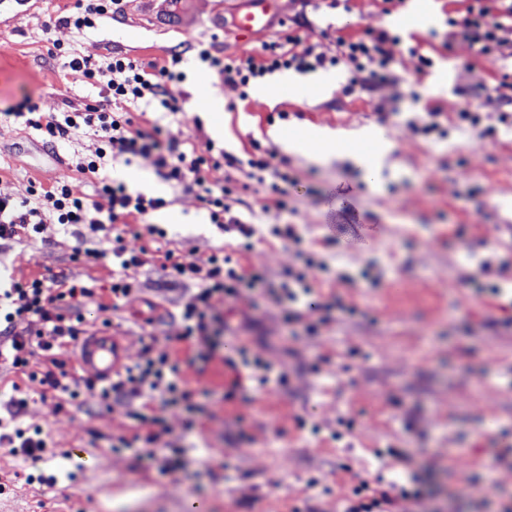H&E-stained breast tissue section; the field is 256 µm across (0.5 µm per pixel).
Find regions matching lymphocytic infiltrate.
<instances>
[{
    "mask_svg": "<svg viewBox=\"0 0 512 512\" xmlns=\"http://www.w3.org/2000/svg\"><path fill=\"white\" fill-rule=\"evenodd\" d=\"M451 2L453 7L446 20L448 33L441 42L443 49L453 52L464 46L495 63L512 61V0ZM188 51L201 65L239 88L279 71L308 72L341 65L350 73V87L369 85L383 91V104L387 107L397 101L392 90L401 82L400 66L410 64L413 71L421 75L431 64L430 58L418 48L404 45L400 35L382 25L338 36L336 53L332 56L320 51L318 43L293 33L283 40L263 44L255 54L225 53L213 38L191 44ZM51 53L66 57L70 71L89 84L101 86L105 95L83 110L59 116L43 114L36 103L25 100L21 108L26 125L41 131L50 143L66 139L80 129L90 130L98 136L100 145L93 156L77 160L73 177L48 187L32 186L29 198L21 201L0 194L1 240L21 234L28 237L42 234V213L47 209L56 213L58 223L86 224L94 232L117 223L131 226L130 236L115 233L110 247L89 249L79 255L80 260L88 263L111 257L116 270L107 297L116 307L132 294L131 270L145 263L150 243L165 235L164 230L147 223L146 218L164 208L166 201L160 197L130 194L123 184L103 177L106 162L126 154L156 152L157 165L165 178L187 184L206 208L211 223L235 239H251L255 229L231 205L238 186L212 181L213 169L222 166L236 169L250 184L265 188L277 210H287V186L291 179L288 173L271 167L267 151L260 144H253L251 150L240 157L212 149L200 153L162 141L160 127L148 131L136 121L133 112L142 104L157 112L182 111L183 102L174 89L185 79L184 53L172 51L160 66L119 53L98 65L84 57L67 55L58 43ZM87 175L97 178L96 195L92 198L80 192L76 185L77 177ZM162 269L172 280L192 281L198 286L180 311L183 348L159 351L145 348L140 360L108 385L91 380L77 383L71 379L64 363L57 360L44 371L43 379L74 400L87 391L96 393L103 401L140 399L138 408L126 412L133 422L132 434L119 438L118 445L140 448L146 460L161 461L163 469L168 470L180 466L181 461L158 458L161 421L151 415L152 405L158 402L190 407L193 392L183 376V369L203 356L224 325L215 309L216 302L243 298L246 291L263 281L264 274L255 266L243 265L220 248L200 260H187L173 251H166ZM94 293L91 286L73 283L53 288L39 278L14 282L11 288L1 291L0 340L8 345L6 357L12 367L26 369L35 351H51L52 346L43 342V335L76 340L82 323L78 311L80 300ZM424 494L421 487L411 491L398 485L388 492L362 481L351 488L341 504V512H408L409 506H421Z\"/></svg>",
    "mask_w": 512,
    "mask_h": 512,
    "instance_id": "lymphocytic-infiltrate-1",
    "label": "lymphocytic infiltrate"
}]
</instances>
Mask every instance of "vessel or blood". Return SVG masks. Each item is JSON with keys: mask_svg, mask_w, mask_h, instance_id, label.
<instances>
[{"mask_svg": "<svg viewBox=\"0 0 512 512\" xmlns=\"http://www.w3.org/2000/svg\"><path fill=\"white\" fill-rule=\"evenodd\" d=\"M180 4L177 21L182 31L196 27L202 18H209L213 25L231 21L239 39L247 41L256 34L269 30L281 17L279 0H217L208 13H200L198 6ZM77 363L86 377L97 382H108L127 364V349L121 337L103 329L95 335L84 337L78 343Z\"/></svg>", "mask_w": 512, "mask_h": 512, "instance_id": "1", "label": "vessel or blood"}]
</instances>
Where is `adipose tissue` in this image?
I'll use <instances>...</instances> for the list:
<instances>
[{"label": "adipose tissue", "instance_id": "ef3b65f1", "mask_svg": "<svg viewBox=\"0 0 512 512\" xmlns=\"http://www.w3.org/2000/svg\"><path fill=\"white\" fill-rule=\"evenodd\" d=\"M271 137L281 140L284 146L295 152L308 153L315 159L327 162L338 154L353 157L368 176H376L385 163L388 144L380 135L366 132L357 141L341 143L339 136L318 128H305L283 132L271 130Z\"/></svg>", "mask_w": 512, "mask_h": 512}]
</instances>
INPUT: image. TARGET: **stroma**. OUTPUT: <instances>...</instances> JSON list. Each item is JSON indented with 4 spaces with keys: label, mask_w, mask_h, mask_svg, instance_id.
<instances>
[{
    "label": "stroma",
    "mask_w": 512,
    "mask_h": 512,
    "mask_svg": "<svg viewBox=\"0 0 512 512\" xmlns=\"http://www.w3.org/2000/svg\"><path fill=\"white\" fill-rule=\"evenodd\" d=\"M76 0H42L16 12L0 34V192L28 196L31 182L51 185L71 176L72 164L93 155V132L76 131L47 146L40 131L14 111L32 99L40 112L83 109L100 100L98 87L64 68L48 52L50 41L104 63L118 51L140 62L163 64L175 49L185 52L183 114L162 120L163 139L205 151L208 145L240 153L251 142L271 152L272 167L296 184L287 212L264 210L265 194L251 187L242 199L258 224H294L301 246L283 250L277 240L258 241L248 256L264 267L268 288L233 306L231 329L250 336L251 352L273 364L276 374L224 367L223 351L187 368L194 409L156 406L167 427L162 443L179 449L183 467L159 473L133 450L116 451L113 439L130 433L124 405L95 399L80 404L40 381L0 366V403L15 389L28 395L17 423L40 426L46 446L34 454L0 447V512H186L202 502L206 512H332L351 484L361 480L425 482V512H502L512 505V474L496 470V457L512 445V306L479 296L478 282L512 283V244L489 251L496 236L492 207L512 203V135L487 137L477 130H452L447 137L418 136L406 127L425 107L450 110L456 89L492 70L477 52L440 51L418 78L420 104L401 100L395 115L381 113L379 93L367 88L349 95L344 67L282 72L291 94L242 96L240 89L209 77L224 100V132L193 89L205 76L189 44L211 36L226 53H254L264 39L285 37L286 24L268 36L241 41L232 28L210 21L193 31L158 26L128 0L123 15L98 20L83 31L49 18L73 12ZM288 20L306 14L301 36L336 52L338 15L281 0ZM287 112L280 120L278 112ZM317 126L343 136L369 128L391 145V164L370 181L350 159L318 163L293 154L269 131ZM152 152L105 167L137 172L134 193L161 197L164 208L150 223L167 232L166 246L198 260L223 246L224 233L186 185L166 180ZM36 239L0 240V277H38L54 286L112 281V260L87 265L77 252L97 248L100 233L87 225L62 226L44 214ZM314 252L308 321L286 324L272 290L288 269ZM491 258L487 272L477 263ZM162 253L131 275L133 293L119 309H102L100 296L83 299V335L103 321L122 336L131 361L144 346L179 344L178 311L194 293L193 282H171L160 268Z\"/></svg>",
    "instance_id": "35a3bbf8"
}]
</instances>
